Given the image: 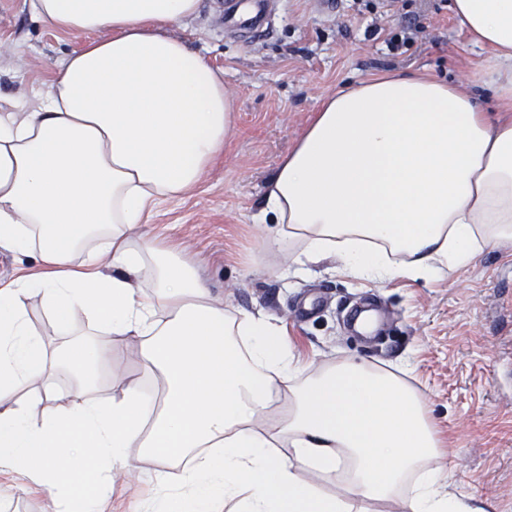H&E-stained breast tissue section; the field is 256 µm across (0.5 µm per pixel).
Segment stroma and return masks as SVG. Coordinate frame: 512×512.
Returning <instances> with one entry per match:
<instances>
[{"mask_svg": "<svg viewBox=\"0 0 512 512\" xmlns=\"http://www.w3.org/2000/svg\"><path fill=\"white\" fill-rule=\"evenodd\" d=\"M269 27L251 33L229 26L226 0H202L197 17L177 27L224 75L234 98L235 126L224 164L196 193L162 205L149 236L175 239L187 261L202 264L230 316L246 313L286 322L295 352L311 371L343 360L405 367L429 417L448 438V492L469 510L494 504L512 512V243L484 252L467 267L427 281L398 277L376 283L344 274L328 259L305 275L287 274V245L267 242L255 216L264 185L327 94L391 69L421 70L471 86L488 52L471 45L452 0H270ZM412 36L391 47L392 36ZM76 40L34 19L23 0H0V95L33 106ZM47 345L64 333H95L83 316L59 328L40 295L27 300ZM112 342V368L97 395L122 382L145 381L138 343ZM103 512H129L153 491L157 461L132 449ZM49 490L0 473V512H51Z\"/></svg>", "mask_w": 512, "mask_h": 512, "instance_id": "35a3bbf8", "label": "stroma"}]
</instances>
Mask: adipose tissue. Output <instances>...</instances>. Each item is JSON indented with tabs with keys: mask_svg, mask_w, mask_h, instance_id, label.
<instances>
[{
	"mask_svg": "<svg viewBox=\"0 0 512 512\" xmlns=\"http://www.w3.org/2000/svg\"><path fill=\"white\" fill-rule=\"evenodd\" d=\"M24 2L79 45L34 107L0 99V250L39 260L0 279V470L44 485L54 512H99L134 448L161 469L132 512H356L398 494L406 512H461L435 464L444 435L404 378L349 360L308 373L282 327L226 316L177 244L142 233L222 163L232 129L223 74L172 33L201 0ZM453 11L489 52L498 111L423 73L323 98L257 215L296 271L335 256L372 282L432 278L512 241V0ZM33 293L57 326L80 313L108 341L48 348ZM114 336L137 340L160 391L98 400Z\"/></svg>",
	"mask_w": 512,
	"mask_h": 512,
	"instance_id": "ef3b65f1",
	"label": "adipose tissue"
}]
</instances>
